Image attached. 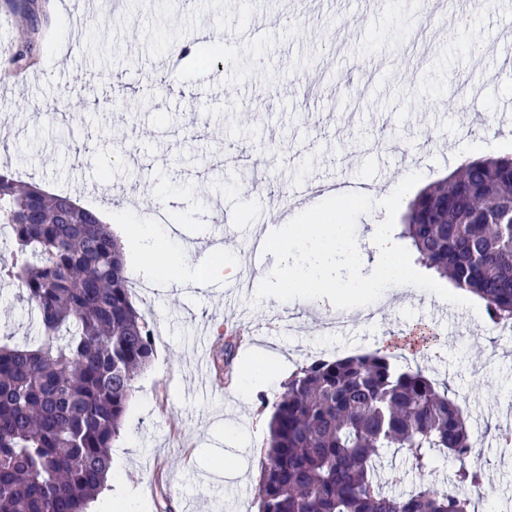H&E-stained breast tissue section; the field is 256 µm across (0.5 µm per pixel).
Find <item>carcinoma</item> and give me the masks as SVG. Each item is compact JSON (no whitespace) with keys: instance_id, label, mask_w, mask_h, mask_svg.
Wrapping results in <instances>:
<instances>
[{"instance_id":"obj_1","label":"carcinoma","mask_w":512,"mask_h":512,"mask_svg":"<svg viewBox=\"0 0 512 512\" xmlns=\"http://www.w3.org/2000/svg\"><path fill=\"white\" fill-rule=\"evenodd\" d=\"M31 41L10 64L29 63ZM0 224L13 261L0 279L35 309L38 344L0 342V512H86L112 472L138 374L154 358L121 245L96 213L0 169ZM401 236L417 260L512 321V155L463 162L409 204ZM258 512H475L458 492L383 490L381 460L433 452L459 460L455 484L481 483L467 414L420 371L376 350L298 368L272 403Z\"/></svg>"}]
</instances>
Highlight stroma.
Here are the masks:
<instances>
[{
    "instance_id": "35a3bbf8",
    "label": "stroma",
    "mask_w": 512,
    "mask_h": 512,
    "mask_svg": "<svg viewBox=\"0 0 512 512\" xmlns=\"http://www.w3.org/2000/svg\"><path fill=\"white\" fill-rule=\"evenodd\" d=\"M500 2L483 0L460 34V0H440L430 21L415 0H126L119 14L111 0H60L25 68L37 81L0 84V166L130 228L163 214L169 252L200 274L208 260L185 239L224 231L239 267L265 277L275 259L253 261L251 240L319 201L275 205L270 191L306 181L394 187L414 166L430 184L459 166L460 144L512 153V120L500 116L512 65L499 63L512 50V14ZM421 27L430 47L418 56L409 36ZM204 30L221 63L216 77L174 49ZM61 42L66 62L49 65ZM90 182L99 193L86 192ZM125 270L131 285L151 284L145 316L158 330L112 447L130 512H257L272 408L267 391H239L240 375L275 367L288 376L378 349L467 397L484 471L471 495L485 512H512V455L498 445L512 408V326L491 328L485 309L409 293L385 298L375 320L336 330L327 325L335 307L269 298L255 308L253 289L235 292L234 275L193 290L157 279L132 253ZM15 292L0 283V336L21 343L39 328ZM280 314L294 331L278 328ZM230 419L242 431L234 441ZM457 468L438 452L421 472L391 452L382 479L395 494L444 489Z\"/></svg>"
}]
</instances>
